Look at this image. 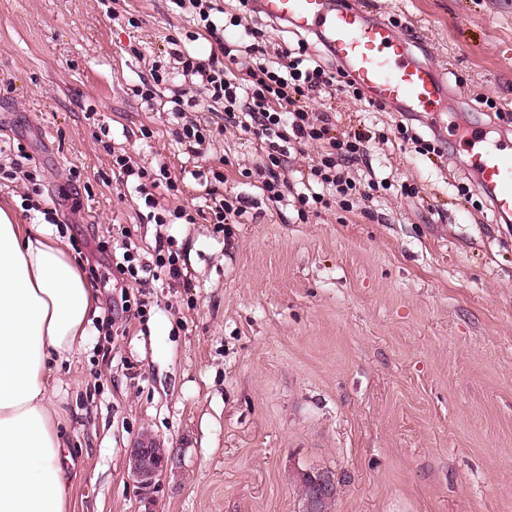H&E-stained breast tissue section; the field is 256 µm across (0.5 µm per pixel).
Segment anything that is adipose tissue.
Here are the masks:
<instances>
[{
  "label": "adipose tissue",
  "instance_id": "ef3b65f1",
  "mask_svg": "<svg viewBox=\"0 0 512 512\" xmlns=\"http://www.w3.org/2000/svg\"><path fill=\"white\" fill-rule=\"evenodd\" d=\"M98 312L67 241L0 207V512H68L70 454L52 419L53 368L84 344Z\"/></svg>",
  "mask_w": 512,
  "mask_h": 512
}]
</instances>
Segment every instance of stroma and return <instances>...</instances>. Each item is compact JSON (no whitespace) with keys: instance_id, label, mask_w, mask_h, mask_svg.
<instances>
[{"instance_id":"obj_1","label":"stroma","mask_w":512,"mask_h":512,"mask_svg":"<svg viewBox=\"0 0 512 512\" xmlns=\"http://www.w3.org/2000/svg\"><path fill=\"white\" fill-rule=\"evenodd\" d=\"M413 27L416 51L469 103H451L421 155L402 142L403 115L349 96L324 98L337 131L372 125L370 167L353 176L391 187L353 211L296 220L297 193L269 204L258 140L230 128L205 159L179 144L166 113L135 86L169 37L193 25L170 0H0V139L44 172L59 231L90 261L99 300L114 292L107 227L139 223L133 187L116 182L110 147L167 166L170 205L200 206L198 174L223 170L249 202L232 243L205 220L168 229L183 278L153 282L147 322L116 344L90 330L55 373L51 409L71 451L70 512H143L127 450L148 434L179 449L154 512H301L299 471L335 472L331 512H512V224L493 221L468 175L456 129L511 122L512 0H376ZM89 190L73 193L69 169ZM416 185L417 196L402 193Z\"/></svg>"}]
</instances>
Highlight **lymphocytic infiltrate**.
Here are the masks:
<instances>
[{
	"label": "lymphocytic infiltrate",
	"instance_id": "1",
	"mask_svg": "<svg viewBox=\"0 0 512 512\" xmlns=\"http://www.w3.org/2000/svg\"><path fill=\"white\" fill-rule=\"evenodd\" d=\"M177 8L189 10L198 32L219 45L218 53L201 55L185 48L169 53L172 66L153 64L151 77L135 88L136 96L153 102L160 85L180 76L190 89L221 105L223 121L232 128L253 135L266 146L260 173L261 190L269 202L281 203L291 188L288 160L298 146L315 143L321 148L317 162L304 177L306 192L298 196L297 218L307 222L310 212L339 206L352 211L355 204L369 198L376 190L375 181L360 185L351 176V166L367 162L373 134L366 128L337 132L331 116L310 110L309 103L339 90L354 100H363L360 88L350 81L343 69L332 70L317 59L307 40L296 46L267 49L266 30L261 24H243L241 16L224 21L217 14L213 0H171ZM170 112L180 124L174 134L194 155L204 153L205 144L214 137L212 127L184 119L183 99H170ZM112 171L120 182H133L146 210V220L163 227L175 220L194 223L201 218L219 225L231 234L233 225L242 223L247 202L238 194L220 191L223 173H214L215 187L210 188L203 207L188 214L185 207H164L156 197L159 188H177L166 166L150 170L134 166L127 153L112 154ZM43 178L23 147L0 148V181L38 186ZM161 273L177 279L183 274L180 254L156 241L152 254H144L136 244L126 245L121 257L112 260V278L121 285L119 296L110 298L108 314L100 332L112 338L116 322L145 320L148 314L147 292L151 275Z\"/></svg>",
	"mask_w": 512,
	"mask_h": 512
}]
</instances>
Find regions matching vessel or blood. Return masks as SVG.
Here are the masks:
<instances>
[{
  "mask_svg": "<svg viewBox=\"0 0 512 512\" xmlns=\"http://www.w3.org/2000/svg\"><path fill=\"white\" fill-rule=\"evenodd\" d=\"M274 22L316 35L350 79L373 101L395 112L424 116L437 111L450 87L424 62L411 40L351 0H256ZM466 173L486 196L495 223H512V143L474 141L462 159Z\"/></svg>",
  "mask_w": 512,
  "mask_h": 512,
  "instance_id": "b4317fda",
  "label": "vessel or blood"
}]
</instances>
